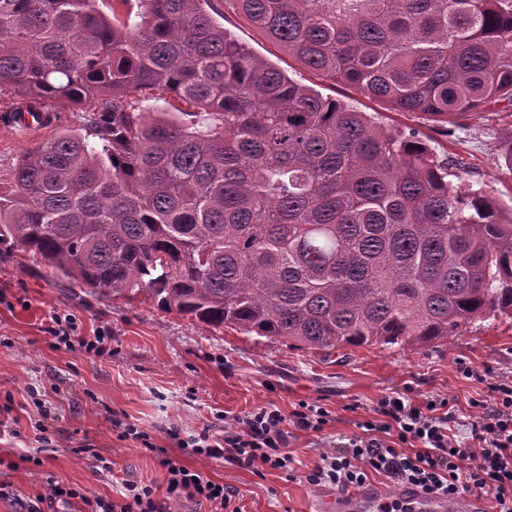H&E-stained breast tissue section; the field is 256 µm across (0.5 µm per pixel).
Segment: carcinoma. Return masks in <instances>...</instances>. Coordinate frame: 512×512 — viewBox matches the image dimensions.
I'll use <instances>...</instances> for the list:
<instances>
[{
	"instance_id": "obj_1",
	"label": "carcinoma",
	"mask_w": 512,
	"mask_h": 512,
	"mask_svg": "<svg viewBox=\"0 0 512 512\" xmlns=\"http://www.w3.org/2000/svg\"><path fill=\"white\" fill-rule=\"evenodd\" d=\"M210 0H0V92L41 127L0 181V245L307 350L422 347L512 318V204L252 53ZM312 71L462 126L512 107V0H224ZM166 93L188 112H152Z\"/></svg>"
}]
</instances>
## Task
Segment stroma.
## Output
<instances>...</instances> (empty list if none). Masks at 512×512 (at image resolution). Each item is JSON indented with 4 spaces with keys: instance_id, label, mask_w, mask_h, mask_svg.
Instances as JSON below:
<instances>
[{
    "instance_id": "obj_1",
    "label": "stroma",
    "mask_w": 512,
    "mask_h": 512,
    "mask_svg": "<svg viewBox=\"0 0 512 512\" xmlns=\"http://www.w3.org/2000/svg\"><path fill=\"white\" fill-rule=\"evenodd\" d=\"M210 14L239 43L323 95L373 115L388 128L419 130L440 157H460L470 180L512 200V167L492 148L512 129V114L472 115L446 129L430 117L396 112L353 88L318 76L257 30L248 19L212 0ZM76 115L60 113L38 135L0 126V178L36 140L72 128ZM70 314L77 333L106 331L112 352L96 357L80 347L53 344L54 314ZM485 372V380L466 374ZM512 379V319L478 321L445 344L424 347L335 349L288 346L229 327L213 328L141 297L100 296L72 287L21 251L0 249V512H18L21 501L57 481L89 494L112 497L119 480L165 490L166 474L140 442L118 438L133 424L181 464L236 487L241 512H309L319 488L285 473L262 474L224 460H201L178 440L201 430L220 434L225 417L268 404L290 413L298 402L316 401L334 420L327 442L356 431L376 401L394 391L443 396L462 410L484 399L488 383ZM51 416L48 442L33 428L40 410ZM89 443L92 453H76ZM111 463L103 471L100 459Z\"/></svg>"
}]
</instances>
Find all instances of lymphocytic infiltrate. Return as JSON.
<instances>
[{
  "label": "lymphocytic infiltrate",
  "instance_id": "obj_1",
  "mask_svg": "<svg viewBox=\"0 0 512 512\" xmlns=\"http://www.w3.org/2000/svg\"><path fill=\"white\" fill-rule=\"evenodd\" d=\"M479 407L480 414L467 417L470 435L462 440L455 431L462 415L452 399L389 393L358 422L347 443L322 448L306 470L299 469L289 450L290 432L319 434L332 422L331 412L315 401L299 402L287 414L273 404L256 408L225 420L222 435L205 430L184 445L199 458L221 459L254 473L269 467L316 487L346 492L385 477L454 501L487 493L493 512H512V380L490 383ZM121 436L155 452L166 471L164 492L124 480L116 497L104 499L52 482L25 512H171L172 504L184 498L208 504L209 512H239L234 486L177 463L167 449L155 448L144 430L128 425Z\"/></svg>",
  "mask_w": 512,
  "mask_h": 512
}]
</instances>
